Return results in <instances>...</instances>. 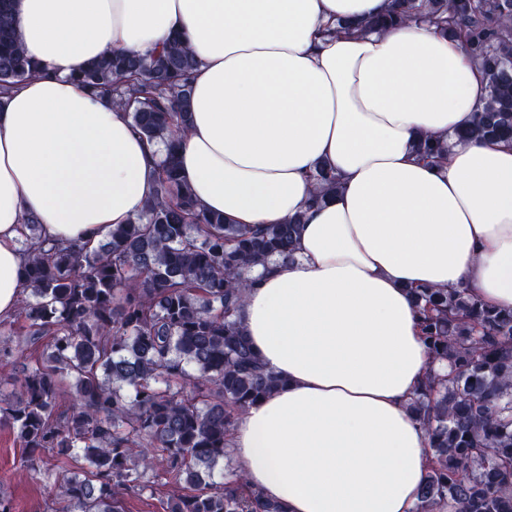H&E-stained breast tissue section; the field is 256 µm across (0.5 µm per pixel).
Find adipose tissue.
Returning <instances> with one entry per match:
<instances>
[{"label":"adipose tissue","instance_id":"obj_1","mask_svg":"<svg viewBox=\"0 0 512 512\" xmlns=\"http://www.w3.org/2000/svg\"><path fill=\"white\" fill-rule=\"evenodd\" d=\"M389 0H13L39 74L0 96V316L24 288L22 219L76 240L128 223L165 154L75 74L183 36L198 60L182 179L228 224L304 213L292 261L253 270L240 317L281 386L230 446L287 512H413L428 436L408 402L432 361L414 288L512 311V143L458 138L488 98L465 47L427 25L321 37ZM444 146L420 157L419 138ZM327 164L335 195L310 205Z\"/></svg>","mask_w":512,"mask_h":512}]
</instances>
